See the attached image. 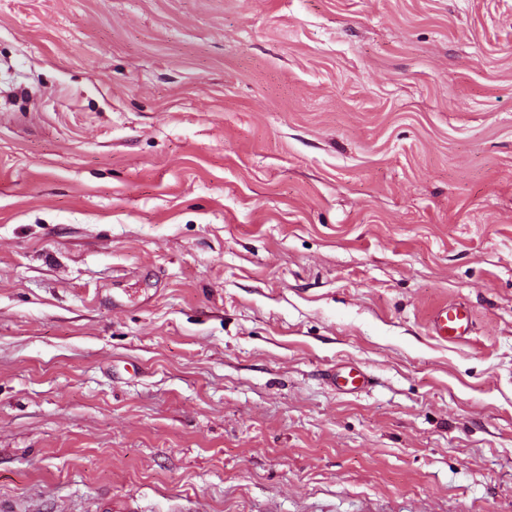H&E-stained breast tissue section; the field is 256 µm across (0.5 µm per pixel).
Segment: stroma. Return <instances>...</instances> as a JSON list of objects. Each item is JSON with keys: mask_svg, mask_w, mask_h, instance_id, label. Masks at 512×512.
<instances>
[{"mask_svg": "<svg viewBox=\"0 0 512 512\" xmlns=\"http://www.w3.org/2000/svg\"><path fill=\"white\" fill-rule=\"evenodd\" d=\"M105 506L512 512V0H0V512ZM472 328L471 310L461 302L448 303L438 307L430 320L432 334L449 342L467 339L471 335ZM330 384L345 394H355L366 389L371 378L360 366L343 363L336 366L327 374Z\"/></svg>", "mask_w": 512, "mask_h": 512, "instance_id": "1", "label": "stroma"}]
</instances>
